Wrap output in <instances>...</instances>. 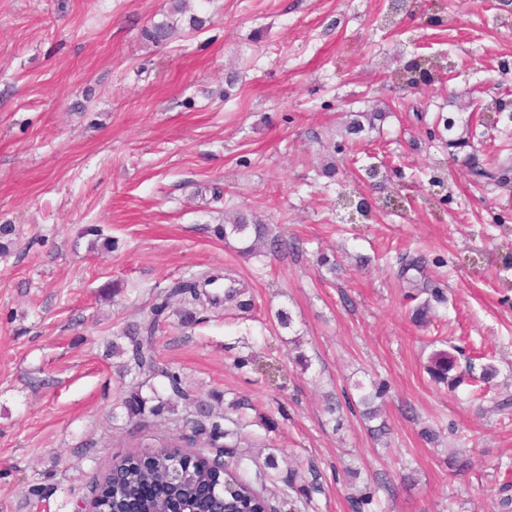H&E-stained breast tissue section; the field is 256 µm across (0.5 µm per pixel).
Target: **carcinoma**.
<instances>
[{
    "label": "carcinoma",
    "instance_id": "carcinoma-1",
    "mask_svg": "<svg viewBox=\"0 0 512 512\" xmlns=\"http://www.w3.org/2000/svg\"><path fill=\"white\" fill-rule=\"evenodd\" d=\"M182 13V0H173L172 8L165 20L145 29L144 36L151 42L166 41L175 31L173 16ZM217 237L226 241L233 239L242 245L240 252L246 255L257 253L261 247L276 250L284 246L283 240L271 235L270 228L255 217L243 213L234 216L232 222L219 224L214 229ZM211 284L206 275H193L188 279L174 282L158 295V302L152 304L142 319L128 326L122 333L123 343L112 342V356H121L123 361L115 365L119 379L132 375L138 379L137 386L126 392L121 400L130 421L140 424L149 419L161 422L168 420L178 403L186 406L196 404L197 396L182 380L181 374L175 368L161 363L155 352V334L161 323V317L169 309L173 300L181 303L179 312L180 322L193 324L196 322V310L204 306L199 298L198 288L201 282ZM458 368L457 358L447 350L434 351L430 354L427 370L430 377L439 383L451 386L457 384L460 378L453 374ZM386 386L375 387L374 392L361 396L360 404L365 406L363 416L372 419L379 415V407L373 402L385 396ZM198 437L213 439L214 445L219 441L234 437V432L224 428V411L211 408L204 418L194 422L192 436L177 437L178 441L188 443ZM166 457L160 451L150 458L149 463L142 464L133 458L124 459L115 467L120 478L104 476L91 486L95 495L96 507L100 512H127L128 500L132 491L145 482H151L162 488L166 497L146 499L139 505L140 512H166L176 505H183L194 499L195 486L212 478L213 473L207 465L198 460L192 466L193 476L190 481L178 485L166 484ZM237 492L226 496L224 512H294L293 497L290 492L310 498L311 494L319 491L316 477L308 476L305 471L295 470L288 481L287 489L283 490L279 506L269 505L260 494L254 491L251 484L238 477L234 478Z\"/></svg>",
    "mask_w": 512,
    "mask_h": 512
}]
</instances>
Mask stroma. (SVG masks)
I'll return each mask as SVG.
<instances>
[{"instance_id": "stroma-1", "label": "stroma", "mask_w": 512, "mask_h": 512, "mask_svg": "<svg viewBox=\"0 0 512 512\" xmlns=\"http://www.w3.org/2000/svg\"><path fill=\"white\" fill-rule=\"evenodd\" d=\"M170 6L0 0V512H78L92 476L197 418L130 422L108 345L169 284L215 270L252 310L169 315L156 353L200 400L223 394L251 472L277 460L260 493L312 465L321 489L294 512H352L366 486L374 512H498L512 181L476 172L512 159V0H189L177 35L145 41ZM420 54L455 76L397 84ZM359 112L382 118L346 134ZM236 211L284 247L248 257L216 237ZM94 228L113 249L92 248ZM413 280L443 294L425 323ZM440 349L459 386L429 376ZM381 382L377 437L359 399Z\"/></svg>"}]
</instances>
